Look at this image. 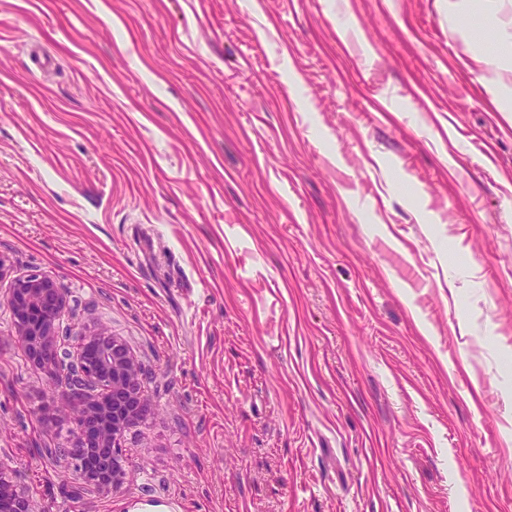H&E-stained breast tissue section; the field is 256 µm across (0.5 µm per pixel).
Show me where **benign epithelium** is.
<instances>
[{"instance_id": "benign-epithelium-1", "label": "benign epithelium", "mask_w": 512, "mask_h": 512, "mask_svg": "<svg viewBox=\"0 0 512 512\" xmlns=\"http://www.w3.org/2000/svg\"><path fill=\"white\" fill-rule=\"evenodd\" d=\"M10 303L29 357L61 364L59 319L66 299L56 282L27 274L11 288ZM143 374L133 354L110 336H91L80 347L63 395L76 432L71 446L60 452L78 461L80 477L90 490L113 488L125 475L120 436L130 417L144 418L150 411L137 391ZM20 483L21 474L0 471V512H34Z\"/></svg>"}]
</instances>
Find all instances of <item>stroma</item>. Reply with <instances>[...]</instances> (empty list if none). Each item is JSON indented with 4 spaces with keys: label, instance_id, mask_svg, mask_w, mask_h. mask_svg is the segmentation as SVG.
I'll return each mask as SVG.
<instances>
[{
    "label": "stroma",
    "instance_id": "obj_1",
    "mask_svg": "<svg viewBox=\"0 0 512 512\" xmlns=\"http://www.w3.org/2000/svg\"><path fill=\"white\" fill-rule=\"evenodd\" d=\"M512 0H0V469L38 512H512ZM121 339L125 482L9 301ZM10 303L19 325L18 337L29 357L62 365L59 319L66 299L56 282L38 273L20 277L11 288Z\"/></svg>",
    "mask_w": 512,
    "mask_h": 512
}]
</instances>
